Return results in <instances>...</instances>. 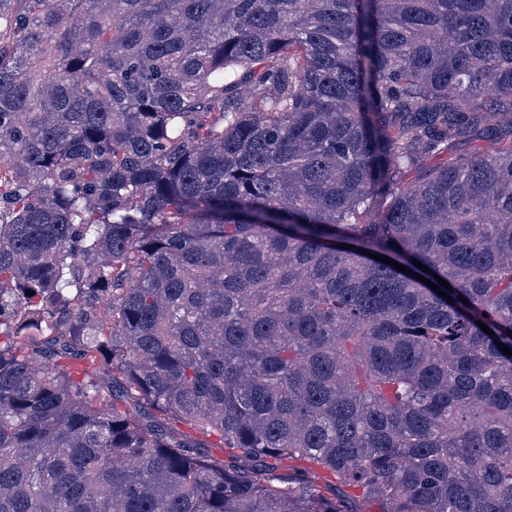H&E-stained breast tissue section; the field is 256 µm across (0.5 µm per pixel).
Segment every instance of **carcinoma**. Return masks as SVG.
Segmentation results:
<instances>
[{"label":"carcinoma","instance_id":"obj_1","mask_svg":"<svg viewBox=\"0 0 512 512\" xmlns=\"http://www.w3.org/2000/svg\"><path fill=\"white\" fill-rule=\"evenodd\" d=\"M6 172L0 512H512V0H0ZM486 147V143L462 141L458 143L452 150L448 151V153H443L430 159L428 164L430 166L447 165L460 155H470L477 151L478 148L486 149ZM169 432L176 437H183L193 439L201 443L206 448H203L209 455L215 458H224V447L220 443L219 439L215 436H208L203 434L198 429H194L190 426L183 425L174 420H169L166 425Z\"/></svg>","mask_w":512,"mask_h":512}]
</instances>
